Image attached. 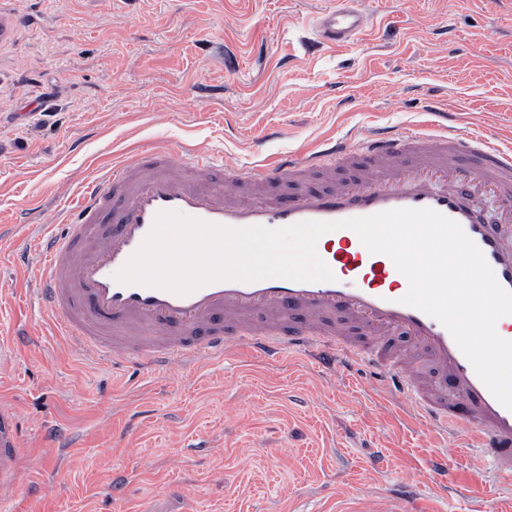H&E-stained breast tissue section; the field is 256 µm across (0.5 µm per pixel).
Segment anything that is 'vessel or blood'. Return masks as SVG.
I'll return each mask as SVG.
<instances>
[{"label":"vessel or blood","mask_w":512,"mask_h":512,"mask_svg":"<svg viewBox=\"0 0 512 512\" xmlns=\"http://www.w3.org/2000/svg\"><path fill=\"white\" fill-rule=\"evenodd\" d=\"M369 25L353 0L315 18L319 42L335 47L363 37ZM183 152L179 159L159 144L102 168L69 201L72 223L38 235L47 268L40 294L61 335L85 353L169 372L239 345L266 359L303 353L318 364L361 363L425 428L462 437L476 462L512 478V411L440 321L403 304L409 283L391 258L369 252L343 225L391 209H433L460 224L512 291L511 145L439 124L360 141L349 134L244 170L212 163L194 147ZM486 192L500 203L494 224L471 202ZM165 210L236 229L336 223L316 243L334 278L229 279L187 295L118 282L116 272ZM425 362L437 369L436 382L421 376ZM22 422L18 408L0 399V502L22 489ZM421 485L416 474L398 472L385 500L361 494L355 512H413Z\"/></svg>","instance_id":"b4317fda"}]
</instances>
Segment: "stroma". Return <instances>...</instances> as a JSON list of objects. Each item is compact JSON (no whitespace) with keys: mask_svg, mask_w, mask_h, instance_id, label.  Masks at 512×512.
<instances>
[{"mask_svg":"<svg viewBox=\"0 0 512 512\" xmlns=\"http://www.w3.org/2000/svg\"><path fill=\"white\" fill-rule=\"evenodd\" d=\"M0 0V399L24 417L5 512H340L417 472L429 512H512V481L422 427L362 372L246 348L178 374L88 358L40 305L35 225L99 168L164 143L239 167L378 127L512 136V0ZM59 93L49 108L38 97ZM445 456L452 489L428 463ZM315 17L316 35L320 43L346 46L363 37L370 25L367 11L352 1H338Z\"/></svg>","mask_w":512,"mask_h":512,"instance_id":"1","label":"stroma"}]
</instances>
